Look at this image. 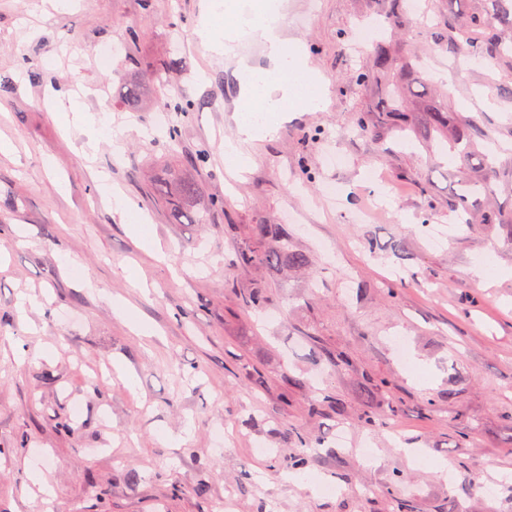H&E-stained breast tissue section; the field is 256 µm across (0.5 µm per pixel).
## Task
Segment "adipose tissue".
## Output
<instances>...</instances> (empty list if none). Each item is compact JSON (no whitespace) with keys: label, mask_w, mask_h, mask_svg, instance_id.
Returning a JSON list of instances; mask_svg holds the SVG:
<instances>
[{"label":"adipose tissue","mask_w":512,"mask_h":512,"mask_svg":"<svg viewBox=\"0 0 512 512\" xmlns=\"http://www.w3.org/2000/svg\"><path fill=\"white\" fill-rule=\"evenodd\" d=\"M261 12L264 19L258 25L241 15L230 30L219 31L206 20L201 21L196 30L201 44L218 55L230 54L238 36L251 32L264 43L270 60L289 75L288 80L276 82L267 71L240 66L244 103L238 123V137L224 145L225 166L238 172L247 170L253 162L252 155L246 149L247 144L275 133L272 116L282 110L284 102L296 99L310 111L318 110L322 105L320 78L309 68L304 47L298 43L287 44L283 39V17L278 6L264 0Z\"/></svg>","instance_id":"adipose-tissue-1"}]
</instances>
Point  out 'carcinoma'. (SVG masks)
<instances>
[{
  "instance_id": "obj_1",
  "label": "carcinoma",
  "mask_w": 512,
  "mask_h": 512,
  "mask_svg": "<svg viewBox=\"0 0 512 512\" xmlns=\"http://www.w3.org/2000/svg\"><path fill=\"white\" fill-rule=\"evenodd\" d=\"M432 39L438 48L455 58L475 59L482 67L500 72L497 94L512 100V0H448V15L433 30ZM399 64L393 46H374L372 70L388 73ZM196 196V185L173 167L158 173L152 184V198L176 224L183 212L193 206ZM249 235L254 247L236 255L232 263L236 268L265 265L286 272L307 263L303 252L288 248V232L280 224H252ZM267 304L265 286L261 284L241 295V305L246 310L261 309ZM319 444L320 439L307 434L290 437L284 446L290 467L301 468V449Z\"/></svg>"
}]
</instances>
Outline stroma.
I'll use <instances>...</instances> for the list:
<instances>
[{
    "instance_id": "35a3bbf8",
    "label": "stroma",
    "mask_w": 512,
    "mask_h": 512,
    "mask_svg": "<svg viewBox=\"0 0 512 512\" xmlns=\"http://www.w3.org/2000/svg\"><path fill=\"white\" fill-rule=\"evenodd\" d=\"M280 2L325 107L286 113L235 178L224 142L237 134V63L268 62L249 36L230 56L195 40L209 0H68L50 15L43 0H0V80L11 83L0 141L14 147L0 155V512H224L228 493L233 512H393L396 495L416 512H512V231L448 209L462 178L482 174L488 203L512 211V103L486 106L493 75L433 47L446 0L416 13L406 0ZM365 25L407 69L371 71ZM100 45L118 49L106 71ZM171 57L181 67L158 88ZM132 82L145 93L137 110L123 98ZM410 87L419 96L404 119L381 111ZM77 89L86 112L109 111L113 137L67 124L60 104ZM428 97L479 127L468 159L450 151V130L422 139ZM178 98L194 103L190 116L171 111ZM161 110L176 142L155 127ZM199 151L200 170L189 162ZM162 162L223 210L172 223L149 196ZM100 175L147 214L159 251L136 244ZM260 223L286 225L308 267L227 270ZM487 261L485 288L471 270ZM255 279L271 301L248 311L240 294ZM398 336L409 363L393 353ZM382 381L393 410L370 430L359 389ZM298 432L322 444L286 482L280 449ZM326 477L348 495L319 493Z\"/></svg>"
}]
</instances>
